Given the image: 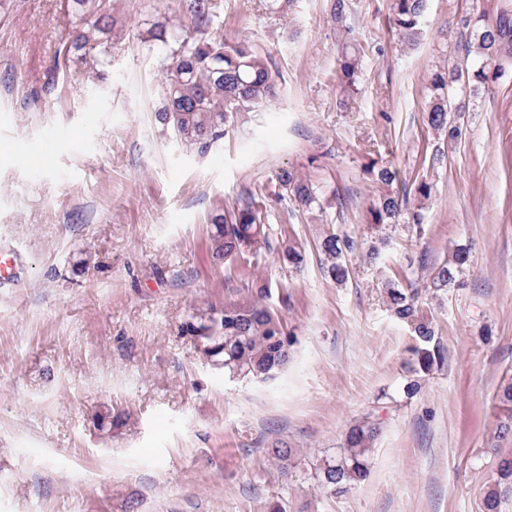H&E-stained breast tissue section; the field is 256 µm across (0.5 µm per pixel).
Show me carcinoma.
<instances>
[{
	"instance_id": "carcinoma-1",
	"label": "carcinoma",
	"mask_w": 512,
	"mask_h": 512,
	"mask_svg": "<svg viewBox=\"0 0 512 512\" xmlns=\"http://www.w3.org/2000/svg\"><path fill=\"white\" fill-rule=\"evenodd\" d=\"M86 9V25L106 30L108 21L98 0H77ZM330 17L340 34L337 78L340 87L353 91L363 67V55L356 28L348 22L350 0H330ZM216 9L214 0H188L186 27L200 33L208 31ZM427 10V0H390L388 21L400 42L417 43ZM465 41L454 46L453 53L463 61L430 76L432 95L425 108L427 126L448 137L462 139L459 115L469 102L497 78L502 60L512 58V7L506 5L495 13L474 11L460 19ZM172 63L163 69L165 104L156 113L157 121L170 129L177 141L207 153L214 143L234 131L242 118L257 111L277 94L276 81L265 57L254 51L245 40L224 41L212 34L201 41L191 36L175 40ZM366 172L383 187L367 209L366 223L381 228L385 224L404 222L420 232L422 215L409 205V195L400 196L389 187L398 171L393 166L371 161ZM279 186L286 190L297 206L310 209L318 203L317 189L291 170L277 174ZM209 246L218 262H249L273 250L261 224L254 203L218 214L212 219ZM359 243L351 237L327 232L318 241L322 269L334 282L341 284L349 276L347 255L357 251ZM277 256L288 266L301 268L303 250L287 246ZM471 254L465 246L455 248L451 258L429 276L427 287L440 291L457 285L470 266ZM380 287L387 310L406 325L415 340L407 363L408 376L403 393L413 397L422 389V376L446 360L445 347L436 336L432 320L420 313L418 289L404 285L397 276L384 275ZM271 288L261 284L234 298L224 300L222 309L209 307L196 313L185 324V332L195 340L197 350L216 362L231 377L266 381L277 376L290 361L292 342L281 315L268 304ZM379 435L371 422L352 425L344 443L333 455L317 461L315 476L320 488L331 495L344 494L370 476V457ZM280 470L292 467L293 450L286 446L268 449ZM512 496V458L501 460L498 480L486 492V512H499L502 500Z\"/></svg>"
}]
</instances>
